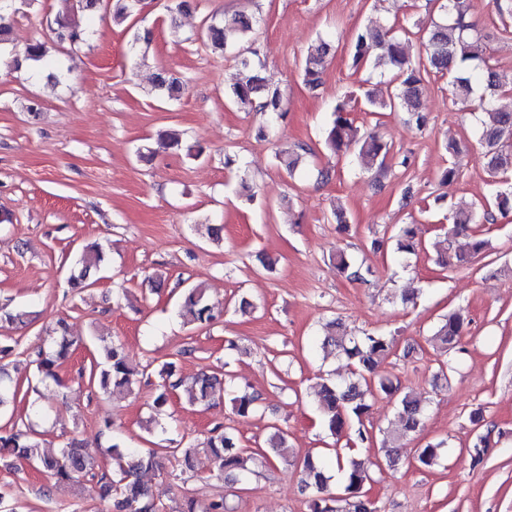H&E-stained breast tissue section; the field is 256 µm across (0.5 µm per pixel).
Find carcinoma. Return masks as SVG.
<instances>
[{
	"instance_id": "carcinoma-1",
	"label": "carcinoma",
	"mask_w": 512,
	"mask_h": 512,
	"mask_svg": "<svg viewBox=\"0 0 512 512\" xmlns=\"http://www.w3.org/2000/svg\"><path fill=\"white\" fill-rule=\"evenodd\" d=\"M11 0H0V45L10 41L11 14L8 13ZM441 17L431 22L427 28L413 22L404 24L378 23L360 29L355 34L348 51L349 68L355 72L366 66L379 72L378 85L385 90H371L367 94L366 105L369 112L376 114L391 110L406 114V124L417 129L426 123L421 108L424 72L427 69L451 78V94L455 103H460L477 114V132L482 145V157L489 174L505 175L512 170V109L500 104L504 97L497 81V75L485 58V43L494 36L492 32L479 29L470 16L469 0H437ZM138 15V0H116L112 10V21L121 25ZM56 43L64 44L63 37L72 36L78 44H84L90 37V31L81 27L70 17L60 14L52 22ZM254 30L253 17L238 13L220 21H205L201 33L206 46L214 51H224L238 42L251 37ZM422 35V46L428 64L413 58L406 51L410 36ZM333 46L331 41L319 39L317 45L307 55L302 68V81L311 88H317L322 79L327 57ZM49 56L45 43L33 41L23 49L25 60L39 64ZM239 65L243 76L231 87L227 97L240 109H257L277 118L285 116L284 98L280 89L265 83L255 69L253 61L241 57ZM156 87L163 89L172 100L180 98L183 85L181 81L162 71L153 78ZM354 107L351 100L338 102L332 112V119L325 131L324 143L332 153L353 150L363 169L381 170L383 158L389 152L390 145L374 133H363L355 125L351 114ZM306 145L298 146L292 154L276 153L279 164L288 173L297 168L301 154L309 153ZM507 215L512 212V186L495 190L490 200L478 206L461 202L452 212V224L448 225L446 256L441 258L442 265L463 268L479 255L490 249V241L474 229L493 218V212ZM471 238L470 252L458 253L453 250V240L460 236ZM393 238L396 251L405 255H415L421 249L413 228L403 224L397 228ZM104 259L103 248L92 243L82 248L73 262L69 283L80 290L93 285L91 272L100 266ZM336 270L352 281L366 282L370 269L355 265L345 253L339 252L332 258ZM179 315L184 324L204 327L215 319L213 307L209 304L205 292L198 286L187 287L179 303ZM60 334L51 337V343L36 354V371L45 379L56 378V368L67 359L75 340L66 334L64 323H58ZM466 317L462 311H452L444 316L429 342L446 353L455 348L464 333ZM321 346L344 356L353 367L349 381L343 384L321 379L314 387L320 423L330 435L348 437V442L358 446L368 441L364 427V418L370 410L371 401L379 395L397 396L399 427L390 431L383 440L386 457L391 464L400 438L409 433L423 431L425 405L416 397L401 392L391 376L381 370V365L390 357L397 355V339L392 334L367 332L360 336H347L329 332L323 337ZM91 361L88 380L92 386L106 392L109 387H123L128 390L144 378L145 370L132 365L124 355L122 348L115 342H106L99 338L90 350ZM162 381L151 404L152 411L160 415L168 404L170 394L182 387L187 391L189 405L206 409L210 406V397L215 388L233 390L231 398L233 411L240 417H247L257 410L261 395L246 390H235L232 374L201 372L185 382L174 377L172 364L161 370ZM19 394V386L9 373L0 366V411L13 404ZM162 448H130L120 440L109 447V463L100 466L93 462L82 445L75 439L61 444L55 451H48L41 443L20 430L11 429L0 433V450L22 462L36 466L55 483L78 482L88 478L96 483L99 496L118 508V512H165V506L150 498L147 489L140 484L141 473L161 466L160 453L165 451L181 461L180 471H171L173 480L185 483V474L194 469V461L204 454L210 464V472L217 480L224 478L238 480L253 473L252 466L260 457L265 464L276 461H288V446L285 432L273 427L264 449L258 455L250 453L237 445L234 435L217 426L207 438L205 447L197 448L190 444H174ZM447 441L431 440L418 449L416 462L422 468L437 464L444 453ZM336 468L341 474L338 492H333L329 477L324 470L306 458L302 466V481L305 487L312 489L310 512H378L377 506L364 498L363 492L371 480L369 470L364 463L354 457L341 455V449H335ZM184 512H231L226 499L217 496L205 502L189 498Z\"/></svg>"
}]
</instances>
